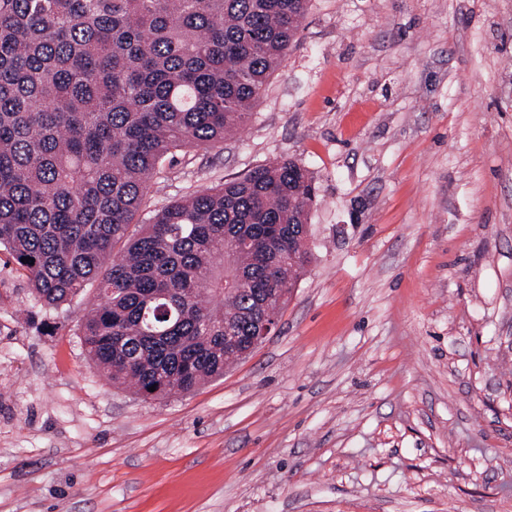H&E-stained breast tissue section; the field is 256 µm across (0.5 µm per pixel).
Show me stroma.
I'll use <instances>...</instances> for the list:
<instances>
[{
    "label": "stroma",
    "mask_w": 512,
    "mask_h": 512,
    "mask_svg": "<svg viewBox=\"0 0 512 512\" xmlns=\"http://www.w3.org/2000/svg\"><path fill=\"white\" fill-rule=\"evenodd\" d=\"M292 158L277 331L170 399L113 386L0 250V512H512V0H309L246 125L140 214Z\"/></svg>",
    "instance_id": "obj_1"
}]
</instances>
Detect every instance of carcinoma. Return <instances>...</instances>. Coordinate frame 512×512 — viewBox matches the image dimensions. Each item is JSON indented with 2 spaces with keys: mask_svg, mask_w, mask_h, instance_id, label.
<instances>
[{
  "mask_svg": "<svg viewBox=\"0 0 512 512\" xmlns=\"http://www.w3.org/2000/svg\"><path fill=\"white\" fill-rule=\"evenodd\" d=\"M307 2L0 0V248L45 309L95 288L83 348L138 395L223 375L224 324L281 312L306 272L284 257L309 256L317 199L295 160L139 213L168 155L245 125Z\"/></svg>",
  "mask_w": 512,
  "mask_h": 512,
  "instance_id": "cac0c4a2",
  "label": "carcinoma"
}]
</instances>
